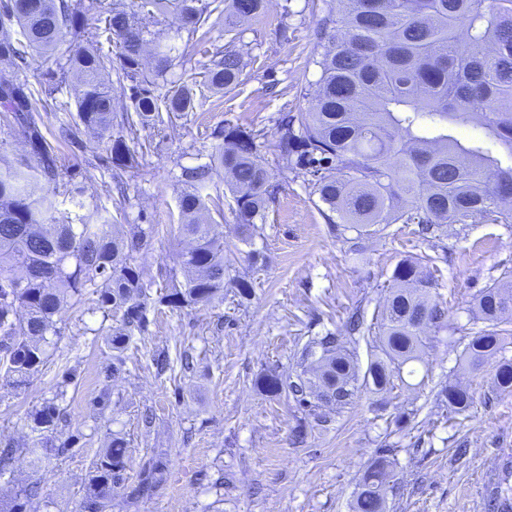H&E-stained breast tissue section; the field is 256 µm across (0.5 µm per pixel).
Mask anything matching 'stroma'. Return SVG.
I'll list each match as a JSON object with an SVG mask.
<instances>
[{"instance_id":"35a3bbf8","label":"stroma","mask_w":512,"mask_h":512,"mask_svg":"<svg viewBox=\"0 0 512 512\" xmlns=\"http://www.w3.org/2000/svg\"><path fill=\"white\" fill-rule=\"evenodd\" d=\"M321 7L322 0H268L244 25L235 45L240 82L224 94L206 86L203 45L177 37L163 18L146 19L181 61L168 72V86L192 87L198 104L151 132L126 194H78L85 183L109 181L108 154L86 137L62 146L59 220L120 209L128 224H168L183 170L209 162L219 144L213 132L228 120L258 133L278 190L265 223L245 242L223 176L214 175L225 197L224 240L233 248L223 295L194 308L150 309L146 332L123 354L111 344L114 317L93 298L62 307L60 333L30 384L16 390L0 382V448L16 450L0 473V501L11 502L35 479L41 490L25 512H80L95 464L115 436L126 440L128 462L111 512H353L359 479L385 448L392 461L386 512H487L497 488L512 486V391L494 383L501 360H512V344L478 371L458 367L476 294L512 276V224H447L429 241L413 224L371 238L352 231L339 237L304 176L286 170L272 147L278 114L306 108L319 78ZM183 248L167 238L142 256L151 295L162 291ZM408 256L433 275L432 299L445 314L441 326L423 329L413 374L381 391L360 385L341 406L303 407L289 392L261 388L264 375L289 382L303 374L304 346L329 333L343 337L367 370L382 355L377 324L370 319L353 338L347 318L358 307L380 310L393 270ZM235 276L251 281V297L240 298ZM162 350L170 367L161 373L153 358ZM451 380L474 395L465 414L450 413L439 399ZM49 403L61 417L36 435L30 415ZM38 436L43 445L29 454ZM150 462L160 463L162 480L140 497L135 489Z\"/></svg>"}]
</instances>
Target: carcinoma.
Masks as SVG:
<instances>
[{"label":"carcinoma","mask_w":512,"mask_h":512,"mask_svg":"<svg viewBox=\"0 0 512 512\" xmlns=\"http://www.w3.org/2000/svg\"><path fill=\"white\" fill-rule=\"evenodd\" d=\"M325 35L316 59L319 79L305 109L275 120V149L292 171L308 177L312 193L329 211L328 223L370 237L390 224H417L435 235L444 224L491 219L512 223V0H322ZM9 0L0 16V125L31 147L29 156L0 162V379L20 388L48 358L47 336L59 335L55 316L64 298L96 296L104 314L120 313L112 346L121 350L144 333L150 304L138 255L157 235L154 226L130 225L120 237L112 219L83 218L78 224L53 219L56 192L39 183L56 181L60 148L43 133L40 108L54 86L72 76L75 112L60 119L58 142L78 143L91 135L109 153L111 178L124 183L138 169L140 132L173 123L192 109L186 87L158 92L156 79L173 65L168 52L139 22L138 15L172 20L176 33L206 42L210 18L224 16L228 46L205 50L207 84L228 91L243 69L230 45L241 40L239 23L256 18L265 0ZM69 50L57 55L63 43ZM115 44L118 75L133 83L131 107L114 111L104 73ZM41 59L46 79L35 88L21 76ZM473 124L483 141H461L452 125ZM222 140L210 162L182 173L177 219L167 234L187 239L189 248L170 272L158 304L172 309L208 303L224 290L230 259L224 253V202L201 195L217 169L235 202V220L246 242L264 221L276 186L260 156L257 134L238 123L214 131ZM434 280L415 259L394 269L380 320L384 358L368 371L384 389L405 365L421 360L419 329L439 324L443 312L431 302ZM473 332L462 360L478 370L504 349L512 323V281L481 289ZM320 348L317 384H290L298 402L315 395L343 405L354 396L358 370L335 336L309 343ZM496 386L512 390V363L499 367ZM457 414L474 403L470 389L450 383L442 389ZM60 410L46 404L32 414L43 429ZM127 465L126 441L112 439L96 464L81 512H106ZM391 461L378 457L362 474L355 512H384Z\"/></svg>","instance_id":"cac0c4a2"}]
</instances>
